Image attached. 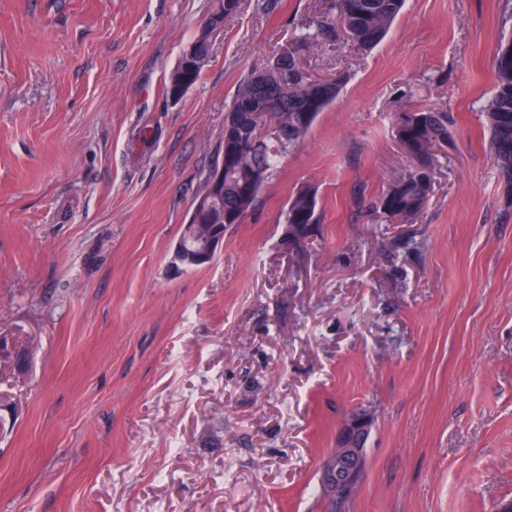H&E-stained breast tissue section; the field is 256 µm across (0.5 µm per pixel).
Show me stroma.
<instances>
[{
  "instance_id": "1",
  "label": "stroma",
  "mask_w": 512,
  "mask_h": 512,
  "mask_svg": "<svg viewBox=\"0 0 512 512\" xmlns=\"http://www.w3.org/2000/svg\"><path fill=\"white\" fill-rule=\"evenodd\" d=\"M217 6L0 0V512H323L360 410L349 512L512 505V201L483 116L512 0H405L368 52L298 43L323 0H242L169 98ZM284 50L344 87L214 260L174 271L237 89ZM440 106L434 191L388 223L394 118ZM304 185L321 222L289 245ZM201 72L202 69L196 70L189 68L188 65L180 58L177 67L169 77L168 85L166 88L168 96L177 100L185 93L184 89L181 90L180 87H177L172 83L176 75L182 74L185 78L186 84L190 85L191 87L199 80ZM371 420L364 412L348 418L336 434L332 454L321 467V482L330 498L341 502L356 490L365 468V443L369 435ZM347 499L341 511H336V503L328 501L327 512H346Z\"/></svg>"
}]
</instances>
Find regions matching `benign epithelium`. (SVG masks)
<instances>
[{
	"instance_id": "obj_1",
	"label": "benign epithelium",
	"mask_w": 512,
	"mask_h": 512,
	"mask_svg": "<svg viewBox=\"0 0 512 512\" xmlns=\"http://www.w3.org/2000/svg\"><path fill=\"white\" fill-rule=\"evenodd\" d=\"M209 210V201L198 199L193 203L188 224L177 240L172 256V267L182 270L181 261L188 257L202 264L210 263L223 246L224 234L211 227L204 229V216ZM371 420L360 412L347 420L336 434L332 454L321 467V482L330 498L341 502L356 490L365 468V443L369 435Z\"/></svg>"
}]
</instances>
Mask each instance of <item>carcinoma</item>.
<instances>
[{
  "instance_id": "1",
  "label": "carcinoma",
  "mask_w": 512,
  "mask_h": 512,
  "mask_svg": "<svg viewBox=\"0 0 512 512\" xmlns=\"http://www.w3.org/2000/svg\"><path fill=\"white\" fill-rule=\"evenodd\" d=\"M404 0H325L322 13L300 42L328 40L341 28L348 40L362 50L379 44L401 12ZM500 43L493 58L495 88L484 108L491 132V149L512 196V53ZM288 74V94H281L282 74ZM183 75L192 86L201 71L179 61L169 77L166 91L177 100L184 91L172 83ZM342 78L329 81L321 92L319 80L309 78L297 66L293 55L279 56L262 73L253 74L240 85L224 120V190L211 197L207 223L224 228L241 224L253 209L260 189L255 174L273 176L282 152L301 141L321 112L338 97ZM259 112L264 124L274 128L276 138H264L253 114ZM395 132L409 166L379 200V208L392 222L407 224L423 210L434 189L438 151L448 147V112L425 108L398 113ZM284 223L297 224L310 236L320 223L317 192L302 186L284 211Z\"/></svg>"
}]
</instances>
